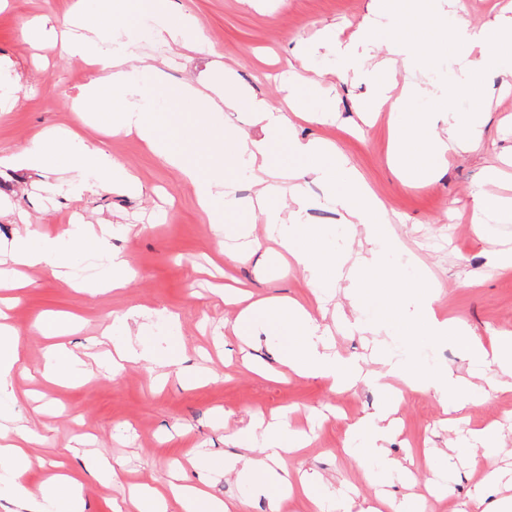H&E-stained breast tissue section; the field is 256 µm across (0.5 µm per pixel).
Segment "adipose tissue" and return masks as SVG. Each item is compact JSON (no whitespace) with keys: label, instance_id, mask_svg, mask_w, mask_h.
<instances>
[{"label":"adipose tissue","instance_id":"ef3b65f1","mask_svg":"<svg viewBox=\"0 0 512 512\" xmlns=\"http://www.w3.org/2000/svg\"><path fill=\"white\" fill-rule=\"evenodd\" d=\"M168 3L140 0L139 15L132 22L125 19L127 0H89L88 9L70 13L61 34L62 51L80 57L95 69L94 76L72 100V111L91 114L94 128L108 127L116 134L136 133L156 149L164 163L176 169L184 184L192 188L220 243L218 252L226 261L241 263L258 254L268 255V248L258 241L244 251L223 245L226 238L248 233L246 225L227 223V216L265 206L268 224L278 228L281 246L305 273L313 292L333 289V282L325 275L329 266L338 279L349 281L346 297L354 330L378 337L389 332L397 320L411 315L426 323L434 339L452 341L471 362L494 368V377L482 386L451 369L429 368L418 362L414 352L400 358L385 345H378L380 363L386 366L388 375L400 380L401 386L384 387L376 411L350 425V435L361 437L363 443L346 448L345 453L363 467L369 481L409 478L410 468L390 457L386 449L395 433V414L405 393H434L448 413L460 416L467 408L485 402L490 392L512 391V333L496 331L486 341L476 336L465 321L438 317L435 304L439 284L411 279L382 265L383 257L398 253L400 243L389 230L381 202L329 142L299 139L287 113L229 82L200 79L165 85L157 68L141 66L136 48L146 35L172 47L190 51L199 48L198 19L185 11L173 15ZM379 33L387 37L388 57L374 64L354 60L352 47L341 45L335 38H328L325 47L347 59L353 81L366 85L364 111L386 109L403 115V123L391 133L389 153V164L397 176L406 182L432 180L446 155L468 152L478 145L488 110L487 91L496 80L512 77V17L503 16L477 28L465 18L461 0H448L444 16L432 13L428 0H384L377 17L367 19L362 30L366 37ZM441 35L471 43L481 51L479 58L461 64L460 82L445 87H396L397 67L414 70L419 47ZM423 98L430 100L431 111H414V104ZM163 101L175 106L194 105L196 118L185 123L179 134L202 144L205 157L159 146L149 116ZM227 111L250 113L255 133L226 138L218 117ZM283 138L291 147V161L288 167L276 169L270 161V144ZM11 163L18 169L64 175V184H47V191L54 193L63 186L77 200L135 183L121 162L67 130L42 132L12 156ZM230 169L257 186L255 199L238 196L235 179L226 175ZM310 180L323 187L326 201L334 206L353 237L365 243V250L340 254L324 247L320 229L307 218L312 201L305 185ZM272 196L282 198L283 206L267 207L266 201ZM492 222L512 223V199L478 191L472 216L474 229L485 234L487 224ZM114 233V226L87 222L77 212L56 236L16 237L8 255L13 264L40 265L54 272L61 258L100 256ZM224 300L246 304L235 325L240 338L257 336L274 327L286 330L289 343L281 351L279 362L296 375L320 377L342 389L354 388L361 381L358 363L333 351L325 328L303 303L271 298L251 302L239 289L225 290ZM113 350V365L144 362L161 379L182 364L178 348L160 356L139 335L126 338ZM20 362L18 331L7 313L0 310V408L16 401L12 379ZM86 374L83 361L75 353L61 345L48 348L46 379L67 384ZM249 430L260 438V455L245 449L225 457L224 470L252 477L254 490L266 499L269 512H279L283 501L295 491L309 492L317 481L316 475L305 472L293 476L285 464L288 455L308 447L309 438L293 431L284 417L273 422L256 418ZM32 441L27 426H0V492H7L8 503L17 512H84L83 486L71 474L51 476L39 494L28 490L25 475L30 462L25 449ZM173 506L179 512L239 509L235 501L216 498L196 485L182 483L172 485L167 496L152 489L139 490L127 506H114L113 512H169Z\"/></svg>","mask_w":512,"mask_h":512}]
</instances>
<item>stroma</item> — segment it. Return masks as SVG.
Segmentation results:
<instances>
[{
	"instance_id": "1",
	"label": "stroma",
	"mask_w": 512,
	"mask_h": 512,
	"mask_svg": "<svg viewBox=\"0 0 512 512\" xmlns=\"http://www.w3.org/2000/svg\"><path fill=\"white\" fill-rule=\"evenodd\" d=\"M373 0H173L175 11L192 13L202 29L201 51L185 59L175 50L145 39L139 54L143 65L159 67L167 82L194 79L210 62L232 72L234 85L252 90L270 107H285L281 75L289 62L304 58L305 69L293 92L306 111L336 105L332 126L298 121L299 138L327 139L346 155L371 190L386 206L390 227L399 238L400 256H387V264L409 259L411 271L439 281L436 311L445 318H463L481 337L495 331H512V268L485 266L484 241L469 222L473 194L484 181L488 167L501 175L490 190L512 196V90L493 99L484 117L478 150L448 158L437 177L427 184L402 186L388 164L389 112L375 117L359 112L364 86L342 77L339 57L322 49L326 31H334L342 44L355 45L358 53L379 60L384 43H364L361 27ZM72 0H10L0 11V58L11 61L10 95L0 110V195L25 214L27 224L0 220V241L29 230L54 234L67 224L72 212L87 220L119 226L112 240L124 252L132 271L125 288L116 292H78L63 278L40 268L26 269L28 285L12 311L26 370L16 373L20 397L10 412L33 421L39 435L30 445L39 466L26 475L30 488H39L58 465L83 475L89 458L102 456L119 466V477L109 483L87 479L86 512H112L113 503L127 496L130 486L146 485L167 491L174 480L172 464L200 452L205 469L189 470L192 481H206L209 491L223 499L247 501L246 512H267L264 497L250 484L225 474L224 457L234 451L224 442L225 428L244 426L251 413L264 415L288 410L294 428L304 430L312 443L289 458L291 469L319 471L329 490L378 501L388 495L416 494L427 499V512H460L474 485L493 467L478 457L470 463L458 459L452 448L459 434L440 402L429 392L408 395L399 407L400 431L389 449L392 456L415 457V481H396L381 487L369 483L362 469L346 457L341 446L347 426L374 411L380 390L371 384L339 392L321 378L291 376L270 380L246 370L240 361L249 353L258 364H277L285 332L241 343L232 325L237 307L224 305L216 288L241 282L258 297L297 298L307 301L319 322L331 331L337 352L358 359L364 371L377 374L381 367L371 356V345L352 332L345 316L350 308L343 292L325 303L310 293L302 270L285 267L277 255L262 263L225 264L216 239L191 189L178 171L166 165L135 134L112 135L88 128L70 101L88 83L91 70L82 61L64 55L60 45L30 43L22 29L32 17L62 29ZM426 59L415 77L423 84L455 81L458 70L446 68L447 57L478 56L470 45L454 46L445 53L426 46ZM48 127L79 132L125 164L138 184L131 191L104 192L72 200L64 194L46 196L43 170L13 171L6 159L21 152L31 139ZM313 201L310 223L320 225L336 252H357L358 240L341 224L334 208L325 203L323 189L307 187ZM132 307L152 310L149 343L166 349L171 338L182 342L184 367L208 363L219 376L206 384H186L170 373L166 385L153 379L148 367L129 364L120 372L101 370L89 382L64 386L31 382L27 374L43 362L46 344L35 329L45 316L67 321L63 343L79 353L107 360L112 345L125 338L115 320ZM179 317L170 328L169 314ZM226 427H219V418Z\"/></svg>"
}]
</instances>
